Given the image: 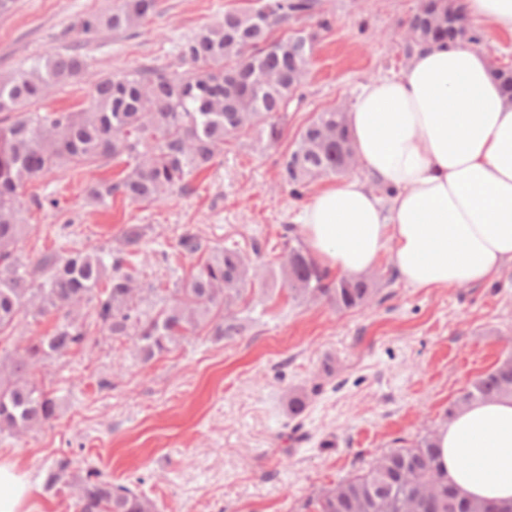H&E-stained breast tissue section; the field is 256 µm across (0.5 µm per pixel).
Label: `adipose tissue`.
I'll use <instances>...</instances> for the list:
<instances>
[{"mask_svg": "<svg viewBox=\"0 0 512 512\" xmlns=\"http://www.w3.org/2000/svg\"><path fill=\"white\" fill-rule=\"evenodd\" d=\"M464 5L512 38V0ZM346 119L362 172L321 186L299 217L322 266L359 278L386 254L413 288L481 285L512 267V98L486 53L417 47L401 74L359 86ZM435 441L461 497L512 502V395L464 405ZM29 493L0 462V512H23Z\"/></svg>", "mask_w": 512, "mask_h": 512, "instance_id": "ef3b65f1", "label": "adipose tissue"}]
</instances>
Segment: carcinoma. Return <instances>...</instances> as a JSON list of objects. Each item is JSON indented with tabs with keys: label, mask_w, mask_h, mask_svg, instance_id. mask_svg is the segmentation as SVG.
Segmentation results:
<instances>
[{
	"label": "carcinoma",
	"mask_w": 512,
	"mask_h": 512,
	"mask_svg": "<svg viewBox=\"0 0 512 512\" xmlns=\"http://www.w3.org/2000/svg\"><path fill=\"white\" fill-rule=\"evenodd\" d=\"M256 5L224 12V18L175 46L176 62H152L100 79L84 110L41 112L35 106L85 75L88 62L78 52L42 57L28 69L0 80V335L10 336L29 316L52 315L44 336L0 357V432L22 435L57 417L55 395L31 380L53 357L68 355L88 342L91 318L113 339H130L146 361L170 352L205 330L231 339L244 330L236 308L259 272L237 246L211 247L189 230L179 246L198 257L173 288H145L134 263L145 227L128 224L123 247L104 257L61 245L31 263L18 257L27 229L26 214L57 201L26 195L30 182L53 170H67L109 159L125 162L120 175L85 187L91 205L109 207L116 199L150 204L176 191L213 165L233 138L250 131L278 145L284 137L281 116L301 85L316 32L288 33L297 19L320 13L319 0H255ZM159 0H115L103 15L80 19L84 38L102 29L126 32L152 23ZM416 41L482 42L457 0H427L409 21ZM268 74L277 80H265ZM355 154L345 113L319 112L282 155L279 177L300 198L313 181L344 176ZM282 269L295 301L324 302L339 311L371 305L378 289L371 278L337 277L323 267L301 237L285 242ZM512 395V355L480 375L448 406L450 417L463 405ZM308 397H288V414L298 418ZM75 487L77 512H156L155 503L128 485H114L95 466L70 476L60 460L46 479ZM512 512V503L467 500L448 485L438 448L428 433L408 447L391 448L336 486L323 490L305 507L312 512Z\"/></svg>",
	"instance_id": "1"
}]
</instances>
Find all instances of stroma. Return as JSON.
<instances>
[{"mask_svg":"<svg viewBox=\"0 0 512 512\" xmlns=\"http://www.w3.org/2000/svg\"><path fill=\"white\" fill-rule=\"evenodd\" d=\"M113 2L14 0L0 14V76L79 43L78 20ZM417 4L321 0L332 26L290 100L280 148L251 135L232 141L193 192L150 206L86 205V184L121 170L112 160L36 180L31 191L59 205L28 213L22 260L60 245L112 251L126 225L141 224L144 285L170 288L189 270L192 259L178 247L188 229L213 246L259 244L256 263L279 270L287 231L305 206L279 183L283 149L316 112L352 106L360 84L404 69V32ZM245 5L160 0L149 26L101 32L87 49L84 78L40 111L87 106L99 78L170 63L176 42ZM162 251L167 261L159 260ZM372 275L379 303L344 313L292 300L279 282L249 288L241 335L192 338L151 361L131 341L91 328L84 349L35 373L37 385L56 392V420L21 438L0 433V462L17 463L28 477L27 512H76L68 488L45 486L62 459L74 473L95 465L116 484L142 477L138 490L157 512H305L309 499L363 462L438 429L449 402L512 352V268L488 286L417 289L394 278L385 255ZM296 390L311 394L297 435L286 402Z\"/></svg>","mask_w":512,"mask_h":512,"instance_id":"stroma-1","label":"stroma"}]
</instances>
